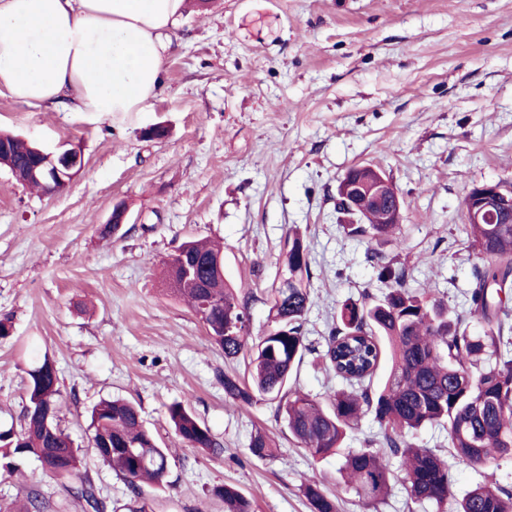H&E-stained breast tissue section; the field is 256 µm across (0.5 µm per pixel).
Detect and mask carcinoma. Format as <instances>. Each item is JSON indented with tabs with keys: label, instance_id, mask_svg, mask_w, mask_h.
Wrapping results in <instances>:
<instances>
[{
	"label": "carcinoma",
	"instance_id": "carcinoma-1",
	"mask_svg": "<svg viewBox=\"0 0 512 512\" xmlns=\"http://www.w3.org/2000/svg\"><path fill=\"white\" fill-rule=\"evenodd\" d=\"M0 156L24 178L35 158L34 144L0 131ZM346 181L356 186L362 209L348 234L371 239L398 240L402 225L385 218L384 205L368 193L378 179L372 166L351 168ZM492 224H465L468 241L485 263L474 268L470 306L466 315L448 313L441 300L407 285V273L376 260L377 278L386 292L377 299L364 294L347 299L336 310V327L326 339L327 366L344 387L322 403L290 386L293 369L309 351L303 324L315 303L310 291V258L299 232L288 237L283 269L288 288L273 291L269 317L272 327L254 338L249 331L252 294H238L224 280L214 260L223 247L207 239L183 242L165 264L164 285L187 302L212 342L228 360L248 357L251 382L224 374L225 398L239 405L277 401L289 433L314 459L344 458L339 474L367 509L380 503L399 460L405 489L413 501H426L437 512H512V490L502 486L497 471L512 460V350L504 345L503 327L512 317L503 297L512 292V213L496 212ZM483 326V334L469 331V323ZM390 369L375 388L372 378L381 360ZM54 363L45 356L28 375L27 404L20 429L0 431V461L5 467L26 456L36 457L44 469L67 480L81 465L80 447L58 422L60 390ZM372 415L380 432L368 447L344 450L347 431L361 416ZM175 433L188 447L220 454L223 445L209 428L181 402L167 408ZM91 447L96 455L127 481L134 495L143 482L162 484L168 474V452L141 420L137 408L124 400H102L91 412ZM448 434V454L412 441L423 428ZM250 450L259 458L275 455L276 444L263 430L254 434ZM461 465H481L484 481L463 498L453 490L454 472ZM312 512H336V500L319 482L305 480ZM87 512H106L105 504L85 485L70 488ZM224 512H252V504L231 486L215 489Z\"/></svg>",
	"mask_w": 512,
	"mask_h": 512
}]
</instances>
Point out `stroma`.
I'll list each match as a JSON object with an SVG mask.
<instances>
[{"label": "stroma", "mask_w": 512, "mask_h": 512, "mask_svg": "<svg viewBox=\"0 0 512 512\" xmlns=\"http://www.w3.org/2000/svg\"><path fill=\"white\" fill-rule=\"evenodd\" d=\"M166 124L163 140L144 139ZM0 130L49 150L80 151L66 189L41 194L0 168V430L18 426L29 365L46 356L59 379L61 428L85 447L69 483L34 458L0 466V507L28 494L46 512H84L68 486L92 485L106 512H128L121 474L88 451L90 415L120 397L169 450L162 485H142L147 512H224L217 487L237 488L254 512H310L313 476L336 487L341 459L313 460L276 416L275 402L224 398L228 362L183 301L164 290V263L184 241L224 244V277L253 293L250 331L269 329L290 230L309 250L316 302L304 333L313 350L292 387L319 401L339 388L326 371L336 308L384 287L369 257L406 269L407 284L461 309L480 259L459 227L473 186L512 184V0H186L164 84L143 112H70L0 95ZM383 169L402 199L404 241L346 236L336 184L352 167ZM127 221L103 235L116 204ZM187 403L224 446L186 447L170 404ZM277 454L250 451L257 429Z\"/></svg>", "instance_id": "stroma-1"}]
</instances>
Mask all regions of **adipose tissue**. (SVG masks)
<instances>
[{"instance_id": "adipose-tissue-1", "label": "adipose tissue", "mask_w": 512, "mask_h": 512, "mask_svg": "<svg viewBox=\"0 0 512 512\" xmlns=\"http://www.w3.org/2000/svg\"><path fill=\"white\" fill-rule=\"evenodd\" d=\"M185 0H0V94L73 112H141Z\"/></svg>"}]
</instances>
